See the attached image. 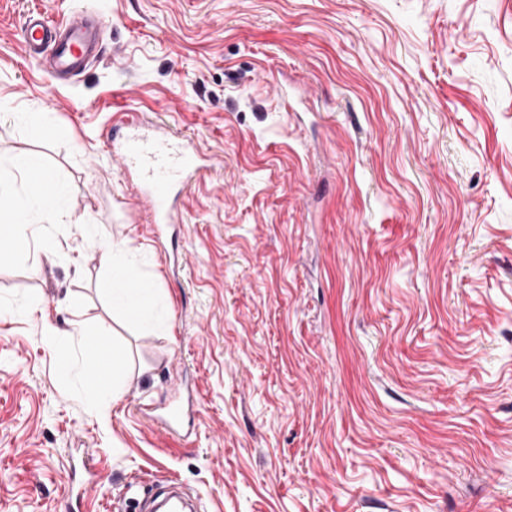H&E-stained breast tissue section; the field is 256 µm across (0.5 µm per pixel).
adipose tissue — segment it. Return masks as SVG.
Instances as JSON below:
<instances>
[{
	"label": "adipose tissue",
	"instance_id": "adipose-tissue-1",
	"mask_svg": "<svg viewBox=\"0 0 512 512\" xmlns=\"http://www.w3.org/2000/svg\"><path fill=\"white\" fill-rule=\"evenodd\" d=\"M40 163L41 157L36 153L19 154L8 162L0 163V201L8 202L15 216V223L7 235L8 240L13 241L26 233L36 231L39 225L54 223L64 203L63 182H56L52 202H44L33 192L27 172ZM103 265L105 271L97 283V288L109 302L113 312L130 323L141 324L148 321L158 308L160 299L155 289L138 291L127 287L126 281L134 275L135 269L126 256L125 247L117 243L105 244ZM127 373L124 351L120 347H113L112 366L107 382L83 375V391L98 407H109L120 395Z\"/></svg>",
	"mask_w": 512,
	"mask_h": 512
}]
</instances>
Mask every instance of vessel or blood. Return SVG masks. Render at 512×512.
<instances>
[{
	"label": "vessel or blood",
	"mask_w": 512,
	"mask_h": 512,
	"mask_svg": "<svg viewBox=\"0 0 512 512\" xmlns=\"http://www.w3.org/2000/svg\"><path fill=\"white\" fill-rule=\"evenodd\" d=\"M21 38L28 57L59 78L85 71L102 52L101 23L84 10L58 19L43 11L28 12ZM111 151L121 159L125 172L138 175L155 229L178 223L172 202L175 189L187 188L206 170L193 140L132 119L113 126ZM183 410V403L176 399L162 407L146 408L145 413L173 432L182 422Z\"/></svg>",
	"instance_id": "1"
}]
</instances>
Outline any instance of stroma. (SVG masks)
<instances>
[{
	"label": "stroma",
	"mask_w": 512,
	"mask_h": 512,
	"mask_svg": "<svg viewBox=\"0 0 512 512\" xmlns=\"http://www.w3.org/2000/svg\"><path fill=\"white\" fill-rule=\"evenodd\" d=\"M35 8L102 13L103 58L53 85ZM126 112L210 160L163 244L107 147ZM23 152L66 201L0 265V512H72L86 459L79 512L138 472L201 512H512V0H0V160ZM109 242L164 298L146 324L97 290ZM72 296L129 353L104 410L44 341L93 370ZM174 396L177 435L140 411Z\"/></svg>",
	"instance_id": "35a3bbf8"
}]
</instances>
